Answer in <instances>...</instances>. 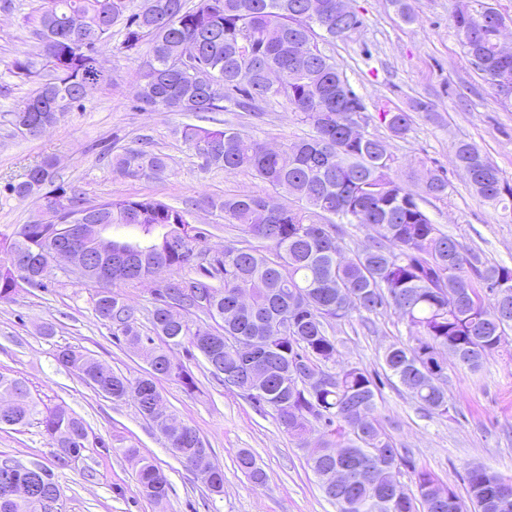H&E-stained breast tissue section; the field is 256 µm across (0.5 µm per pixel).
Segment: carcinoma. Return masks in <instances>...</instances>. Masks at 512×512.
I'll return each instance as SVG.
<instances>
[{
	"label": "carcinoma",
	"mask_w": 512,
	"mask_h": 512,
	"mask_svg": "<svg viewBox=\"0 0 512 512\" xmlns=\"http://www.w3.org/2000/svg\"><path fill=\"white\" fill-rule=\"evenodd\" d=\"M311 0H145L131 10L129 0H38L23 17L36 40L35 49L12 61L9 73L32 85L25 102L10 113L9 124L21 136L36 137L55 126L66 113L83 106L86 84L112 83V74L97 70L92 58L74 46L77 39L101 44L122 27L121 49L138 54L146 49L153 70H143L137 109L169 112H222L238 109L259 116L265 107L284 100L299 123L303 137L275 149L241 129L214 130L187 125L182 140L203 169L243 170L276 191L288 186L293 202L234 195L210 198L208 207L244 234L238 244L209 255L199 249L204 232L196 227L194 210L154 198L127 197L92 204L72 188L56 183L57 161L44 157L23 180L6 186L9 195L55 199L42 205V215L12 231L0 230V302L13 300L21 284L44 286L36 262L52 244L51 233L71 218L97 224L133 225L143 233L146 248L161 253L171 271L186 268L196 276H177L156 290L145 332L117 285L140 279L141 267L131 266L112 283L107 295L95 294L97 318L113 325V336L141 354L147 368L131 380L109 372L107 397L133 401L140 414L162 434L167 449L191 470L210 463L209 449L189 426L178 428L164 409L151 368L190 388L187 368L172 361L175 347L187 345L208 363L223 365L241 359L226 345L228 336H253L262 344L259 363L269 374L264 394L245 398L270 408L288 435L304 442L305 426L313 418L325 427L318 446L307 453V464L325 496L338 512H375L373 502L392 482L387 461L400 456L414 475L417 493L402 491L393 512H496L495 498L512 482L493 483L481 466L467 469L468 501L453 488L440 485L429 471L416 468L398 448L379 420L362 421L361 413L376 407L379 374L358 367L342 368L311 391L299 386L294 374L327 369L338 354L330 323L353 313L375 314L395 306L406 320L409 343L386 351L384 363L418 409L428 414L449 411L444 364L448 353L468 369L484 359L512 333V267L493 264L474 248H466L433 224L384 139L367 130L369 116L363 99L346 72L323 53L318 38H344L363 26L360 13H336V0H320L324 18L307 17ZM454 22L463 35L471 64L498 93H512V54L502 53L500 35L512 19L491 0H459ZM254 74L253 87L234 84L238 71ZM411 111L377 112L393 138L411 129L412 113H430L416 100ZM454 162L467 172L475 192L502 218L512 219V181L476 147L456 143ZM112 171L128 178L159 179L170 171L169 157L147 148H124L112 154ZM426 194L448 195L442 169L424 176ZM376 228L377 237L352 256L343 255L338 225ZM268 243L265 254L251 243ZM27 259L32 275L15 273V257ZM218 279L216 286L212 280ZM184 303L186 313L200 312L205 321H177L169 315V300ZM57 360L90 384L104 365L70 347ZM15 406L0 412V427L25 425L39 418L53 441L55 458L64 466L85 449L87 426L62 406L46 412L30 396L24 381L0 375V399ZM123 454L136 461L142 494L166 500L169 480L153 460L136 448ZM343 466L373 469L370 487H338L325 475ZM238 467L255 485L266 481L248 451ZM21 480L36 479L47 494L60 493L49 471L40 465H17ZM0 512H40L30 499L14 498L0 487Z\"/></svg>",
	"instance_id": "cac0c4a2"
}]
</instances>
